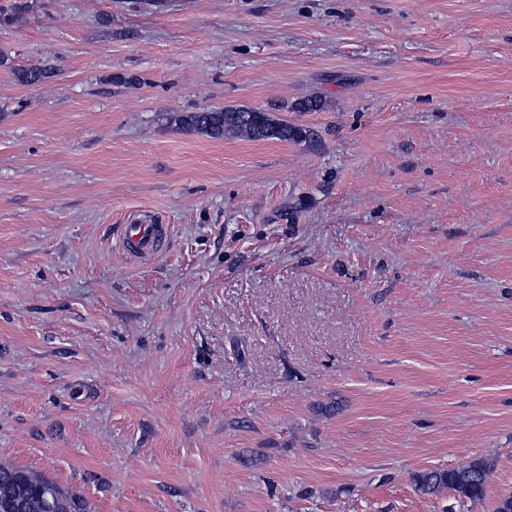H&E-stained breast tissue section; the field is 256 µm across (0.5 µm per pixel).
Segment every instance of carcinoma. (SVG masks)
<instances>
[{
  "instance_id": "obj_1",
  "label": "carcinoma",
  "mask_w": 512,
  "mask_h": 512,
  "mask_svg": "<svg viewBox=\"0 0 512 512\" xmlns=\"http://www.w3.org/2000/svg\"><path fill=\"white\" fill-rule=\"evenodd\" d=\"M28 8L23 0L0 6V24H10L17 14ZM23 84H36L51 77L52 69L33 67L14 71ZM177 127L210 138L235 134L249 139L276 138L301 142L308 131L274 118L267 112H228L226 109H202L176 113L169 118ZM493 471V463L485 458L473 459L452 468H432L411 474L414 489L426 496H437L445 490L459 498L477 502L484 497ZM0 512H92L80 494L59 485L54 479L32 471L0 464Z\"/></svg>"
}]
</instances>
